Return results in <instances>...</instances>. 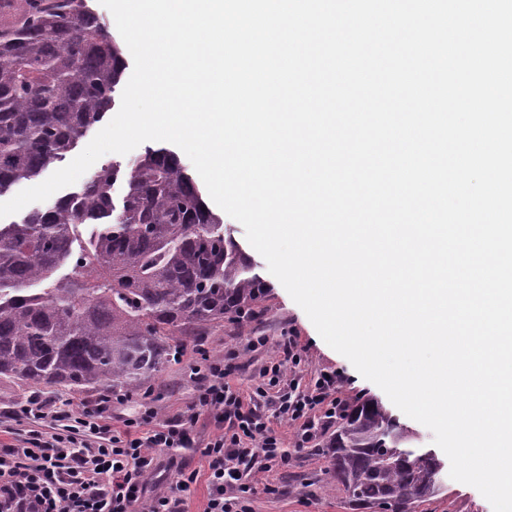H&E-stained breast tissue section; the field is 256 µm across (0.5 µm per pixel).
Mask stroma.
<instances>
[{
  "instance_id": "1",
  "label": "stroma",
  "mask_w": 512,
  "mask_h": 512,
  "mask_svg": "<svg viewBox=\"0 0 512 512\" xmlns=\"http://www.w3.org/2000/svg\"><path fill=\"white\" fill-rule=\"evenodd\" d=\"M224 223L233 231L243 251L249 254L266 284L259 312L250 323L228 319L206 330V349L210 358H220L231 348L239 352L237 369L231 377L232 385L243 395L252 394L260 369L277 357L280 341L292 335L302 349L303 362L297 371L300 383H307L311 373L327 370L343 379V392L350 401L371 398L389 405V398L378 386L363 378L348 359L320 337L305 312L270 274L264 258L254 252L244 227L229 216L225 217ZM256 336L267 337L269 343L253 351L248 342ZM174 343L179 349L177 359L150 377L138 393H123L113 401L109 423L112 432L123 431L125 420L138 412L141 404H150L156 411L155 419L148 422L152 428L191 405L194 385L188 372L198 359L195 343L189 336L176 337ZM277 431L289 452V462L287 466L266 473L262 470L263 458L255 457L258 486L250 497L252 512H364L342 492L332 489L329 460L321 447L297 450L295 428L288 423L278 424ZM418 512H493V509L476 488L452 480L445 493L424 502Z\"/></svg>"
}]
</instances>
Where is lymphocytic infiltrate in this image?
Masks as SVG:
<instances>
[{
    "mask_svg": "<svg viewBox=\"0 0 512 512\" xmlns=\"http://www.w3.org/2000/svg\"><path fill=\"white\" fill-rule=\"evenodd\" d=\"M235 358L229 351L193 366V405L146 432L133 418L123 433H108V392L78 411L53 404L38 392L19 401L11 416L29 428L20 444L0 443V512H187L180 493L196 476L178 460L196 451L208 465L203 512H249L246 494L255 455H263L271 467L288 462L275 422L297 425V445L305 448L321 428L342 418L350 401L338 374L320 370L300 384L295 368L302 356L291 337L276 361L259 372L257 396L280 391L272 418H265L230 385ZM204 412L216 432L201 445L194 426ZM165 467L173 470L175 484L165 492L149 489V476Z\"/></svg>",
    "mask_w": 512,
    "mask_h": 512,
    "instance_id": "1",
    "label": "lymphocytic infiltrate"
}]
</instances>
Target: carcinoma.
<instances>
[{
    "instance_id": "carcinoma-1",
    "label": "carcinoma",
    "mask_w": 512,
    "mask_h": 512,
    "mask_svg": "<svg viewBox=\"0 0 512 512\" xmlns=\"http://www.w3.org/2000/svg\"><path fill=\"white\" fill-rule=\"evenodd\" d=\"M125 69L88 0H0V194L104 123ZM265 288L176 156L149 147L0 224V377L134 394L170 361L174 337L249 318ZM325 448L336 488L368 509L415 512L445 490L431 451L373 400L352 405Z\"/></svg>"
}]
</instances>
